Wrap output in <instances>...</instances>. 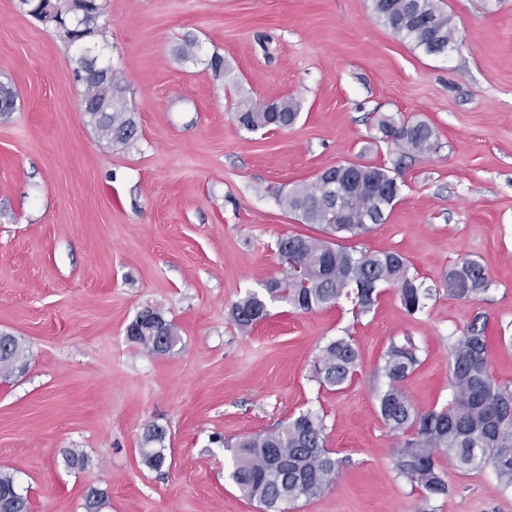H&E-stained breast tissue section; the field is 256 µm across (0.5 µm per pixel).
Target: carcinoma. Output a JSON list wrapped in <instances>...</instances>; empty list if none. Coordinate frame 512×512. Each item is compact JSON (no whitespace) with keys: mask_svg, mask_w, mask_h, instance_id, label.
<instances>
[{"mask_svg":"<svg viewBox=\"0 0 512 512\" xmlns=\"http://www.w3.org/2000/svg\"><path fill=\"white\" fill-rule=\"evenodd\" d=\"M378 18L398 36L414 42L428 55L448 53L457 44L454 29L437 0H373ZM84 94L95 93L107 112L94 120L99 137L109 144L128 145L136 127L127 106V87L117 72L105 83L84 80ZM299 117V105L282 100L270 110L242 103L235 120L249 131L285 129ZM385 138L406 153L423 154L430 146L432 127L424 121H380ZM336 168L311 184L282 195L281 203L297 220L313 224L322 237L286 235L277 242L282 275L266 281L263 291L237 301L231 315L247 331L269 315V303L280 302L303 312L335 307L346 301L353 317L372 312L380 289H397L401 304L412 315L424 309L431 288L411 271L398 252H368L341 246L336 240L357 238L386 221L401 193V182L377 166H350L351 175L332 176ZM493 282L476 260L456 262L445 276L448 294L468 302L486 295ZM488 318L477 313L458 336L451 337L448 362L452 396L448 404L422 411L407 396L403 384L420 364L417 347L406 340L393 343L383 357L380 372L387 387L377 397L380 417L393 433L403 437L396 469L412 487L422 491L419 512H430L432 499L448 494L439 458L448 457L461 469L492 468L503 489L512 488V387L497 381L490 369L486 331ZM129 332L134 343L152 355L159 345L173 350L179 341L170 320L155 325L135 318ZM26 363V349L10 337L0 349V378H10ZM358 353L351 337L328 342L314 366L321 386L338 391L355 376ZM325 417L302 411L270 433L245 436L234 444L233 482L242 496L259 504L262 512H287L286 507L317 498L336 481L341 462L325 448ZM166 433L147 428L141 449L144 464L159 471L168 464ZM0 512H29L27 498L13 475L0 472Z\"/></svg>","mask_w":512,"mask_h":512,"instance_id":"carcinoma-1","label":"carcinoma"}]
</instances>
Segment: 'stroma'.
<instances>
[{
  "mask_svg": "<svg viewBox=\"0 0 512 512\" xmlns=\"http://www.w3.org/2000/svg\"><path fill=\"white\" fill-rule=\"evenodd\" d=\"M102 45L128 88L132 146L102 140L81 112L77 47L0 0V332L27 349L0 381V471L30 512H83L88 486L103 512H260L229 479L228 439L268 433L302 410L326 418L343 465L330 490L293 512H418L419 492L395 468L401 437L377 394L391 342L411 337L421 364L405 391L444 406L448 342L489 318L491 370L512 384V0H440L458 47L425 54L379 20L373 0H103ZM199 48L185 59L186 40ZM224 59L222 77L208 67ZM285 98L300 118L248 131L237 104ZM425 121L430 149L384 139L381 117ZM346 163L392 171L401 193L359 249L396 251L434 293L409 314L395 289L353 320L348 303L303 313L270 306L242 332L235 302L280 276L275 243L317 235L282 193ZM468 258L493 282L462 303L442 282ZM147 306L178 329L170 354L126 336ZM352 337L356 377L330 391L311 376L325 344ZM167 432L170 467L148 469V426ZM82 449L85 469L64 463ZM449 493L434 512H512L492 468L441 459Z\"/></svg>",
  "mask_w": 512,
  "mask_h": 512,
  "instance_id": "stroma-1",
  "label": "stroma"
}]
</instances>
